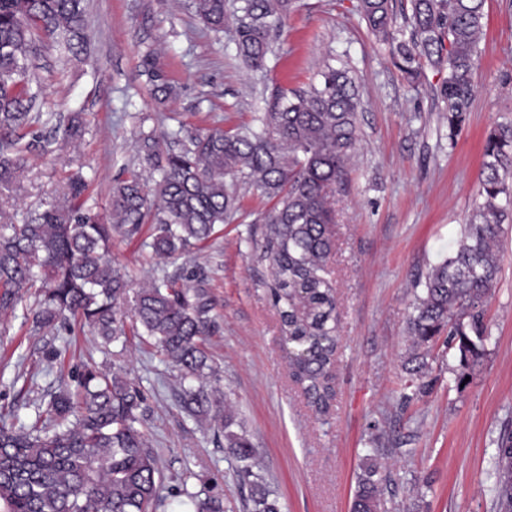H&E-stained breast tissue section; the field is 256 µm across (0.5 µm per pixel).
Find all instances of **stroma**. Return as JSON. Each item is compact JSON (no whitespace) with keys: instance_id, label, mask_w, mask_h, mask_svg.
Returning a JSON list of instances; mask_svg holds the SVG:
<instances>
[{"instance_id":"35a3bbf8","label":"stroma","mask_w":512,"mask_h":512,"mask_svg":"<svg viewBox=\"0 0 512 512\" xmlns=\"http://www.w3.org/2000/svg\"><path fill=\"white\" fill-rule=\"evenodd\" d=\"M301 3L276 39L268 71L255 73L242 65L230 34L206 30L186 0H86L82 60L67 59L46 39L30 70L40 127L52 130L79 112L85 132L55 163L29 161L22 192L0 193V213L21 222L77 172L88 183L86 207L106 212L118 180L153 176L137 152L140 132L163 138L181 127L247 124L272 83L307 86L327 62L349 69L360 86L359 139L332 199L328 270L340 344L336 396L326 413L315 412L291 378L260 257L270 203L254 187L241 186L240 210L179 259L156 258L144 240L117 238L110 258L133 292L163 275L204 276L218 322L206 342L209 363L280 512H350L371 455L382 478V512H498L495 448L512 428V223L499 243L479 356L462 358L439 340L425 374L410 377L405 361L418 282L457 250L480 190L484 140L512 122V0H485L471 112L453 139L438 94L441 73L425 68L422 86L412 88L388 46L367 30L357 0ZM149 48L181 88L160 108L141 65ZM63 347L64 366L48 362ZM87 362L121 374L147 397L139 427L159 454L157 512H175L180 489L212 482L226 512H251L249 489L238 483L210 419L183 409L177 370L141 338L104 352L89 330L71 324L39 330L20 314L0 323V419L30 423L39 398L71 383Z\"/></svg>"}]
</instances>
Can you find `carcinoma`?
I'll return each instance as SVG.
<instances>
[{
    "label": "carcinoma",
    "instance_id": "1",
    "mask_svg": "<svg viewBox=\"0 0 512 512\" xmlns=\"http://www.w3.org/2000/svg\"><path fill=\"white\" fill-rule=\"evenodd\" d=\"M85 0H0V187L21 190L18 173L29 156L49 157L81 137L79 114L52 136L34 129L30 50L51 37L66 57L84 50ZM192 0L196 16L215 32L228 31L242 63L267 68L271 34L280 30L298 0ZM485 0H410L409 37L398 38L394 0H358L357 10L376 42L391 49L393 65L418 86L423 63L442 72L439 95L448 112L449 138L465 126L474 95ZM154 101L177 99L179 87L143 55ZM320 80L306 87L276 84L264 111L235 129L219 126L163 144L154 131L140 132L137 147L159 178L148 186L138 174L112 187L109 211L92 213L81 197L87 182L68 178L67 190L41 203L20 224H0V314L23 309L40 328L65 319L88 327L104 345L132 332L147 337L198 388L183 390L184 408L212 416L214 431L250 487L252 512H279L277 500L253 472L256 450L224 402L204 389L219 378L208 364L206 337L215 328L204 279L191 273L177 283L166 276L139 289L133 323L119 316L124 276L106 257L112 237L132 239L153 225L150 247L172 258L209 239L237 210L240 184L255 187L273 207L267 215L263 258L280 312L291 376L318 413L334 396L338 349L336 292L326 263L332 247L331 198L345 179L349 152L358 141L359 87L344 69L325 63ZM481 201L457 251L431 267L416 296L406 364L427 367L424 348L442 332L458 339L462 357L476 356L487 339L483 307L496 287L498 244L512 219V123L491 131L483 148ZM34 297L31 305L28 297ZM468 324H462V319ZM145 401L138 386L117 373L85 365L73 388L61 387L20 428L0 425V512H156L162 472L147 436L136 427ZM499 512H512V433L497 448ZM375 464L360 476L351 512H380ZM182 512H224L212 489L180 492Z\"/></svg>",
    "mask_w": 512,
    "mask_h": 512
}]
</instances>
